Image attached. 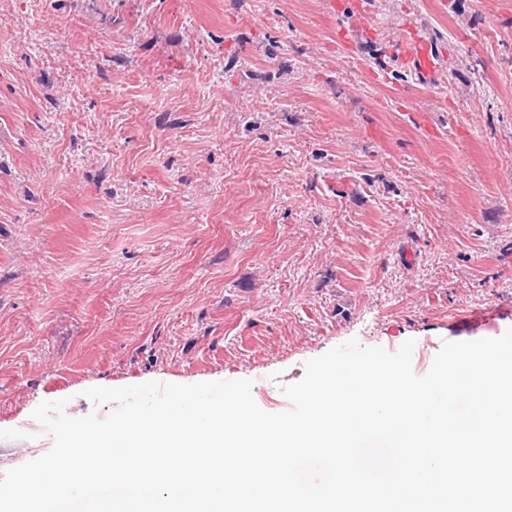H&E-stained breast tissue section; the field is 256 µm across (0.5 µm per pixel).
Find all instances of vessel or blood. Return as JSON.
<instances>
[{
	"instance_id": "vessel-or-blood-1",
	"label": "vessel or blood",
	"mask_w": 512,
	"mask_h": 512,
	"mask_svg": "<svg viewBox=\"0 0 512 512\" xmlns=\"http://www.w3.org/2000/svg\"><path fill=\"white\" fill-rule=\"evenodd\" d=\"M386 50L396 58L420 85L445 90L447 68L445 60L423 23L409 22L401 26L396 37L387 39Z\"/></svg>"
}]
</instances>
